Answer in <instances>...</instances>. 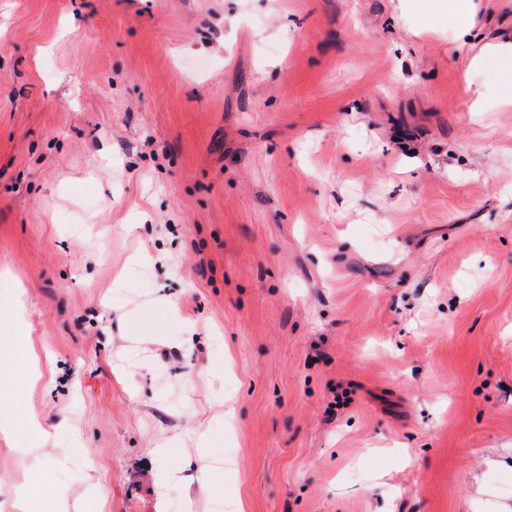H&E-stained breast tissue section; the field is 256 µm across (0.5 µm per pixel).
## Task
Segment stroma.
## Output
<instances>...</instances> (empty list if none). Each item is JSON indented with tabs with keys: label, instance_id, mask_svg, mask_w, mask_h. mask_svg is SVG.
<instances>
[{
	"label": "stroma",
	"instance_id": "stroma-1",
	"mask_svg": "<svg viewBox=\"0 0 512 512\" xmlns=\"http://www.w3.org/2000/svg\"><path fill=\"white\" fill-rule=\"evenodd\" d=\"M406 5L0 0V512H512V108Z\"/></svg>",
	"mask_w": 512,
	"mask_h": 512
}]
</instances>
